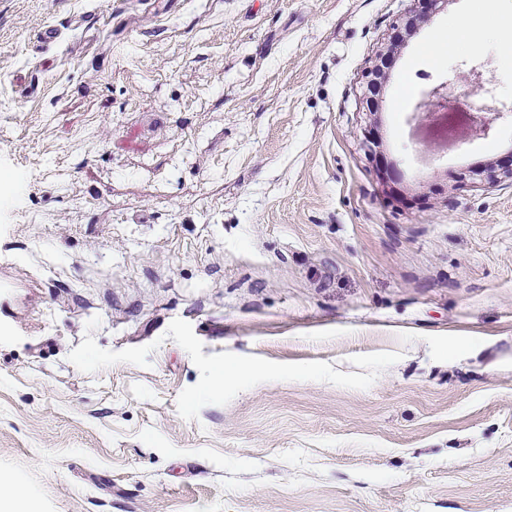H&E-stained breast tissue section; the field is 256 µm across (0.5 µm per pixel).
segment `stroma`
Instances as JSON below:
<instances>
[{
    "label": "stroma",
    "mask_w": 512,
    "mask_h": 512,
    "mask_svg": "<svg viewBox=\"0 0 512 512\" xmlns=\"http://www.w3.org/2000/svg\"><path fill=\"white\" fill-rule=\"evenodd\" d=\"M410 5L0 0V477L36 512H512V119L471 139L458 78L511 104L512 41L432 56L445 0L365 112ZM378 64H373L367 71L365 75L366 79V89L364 93L365 105L367 110L370 112V109H374L376 106L379 109L380 106V92L382 86L379 88V95L377 97H373L371 92H374L378 89V86L381 85V81L384 79V72H379L377 68Z\"/></svg>",
    "instance_id": "1"
}]
</instances>
